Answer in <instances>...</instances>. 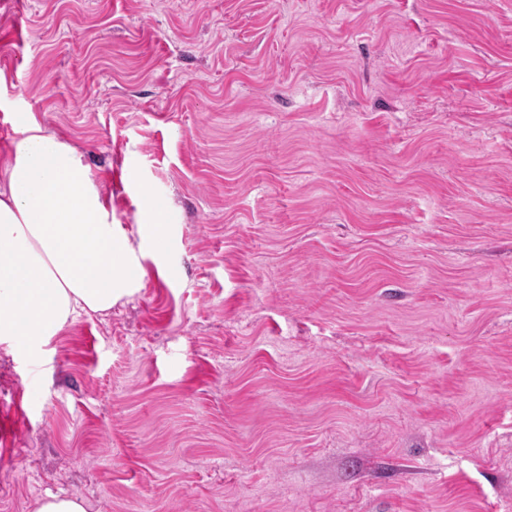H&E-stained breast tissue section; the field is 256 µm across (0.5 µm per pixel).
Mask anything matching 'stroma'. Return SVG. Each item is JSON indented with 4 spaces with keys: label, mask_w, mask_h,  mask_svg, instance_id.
I'll list each match as a JSON object with an SVG mask.
<instances>
[{
    "label": "stroma",
    "mask_w": 512,
    "mask_h": 512,
    "mask_svg": "<svg viewBox=\"0 0 512 512\" xmlns=\"http://www.w3.org/2000/svg\"><path fill=\"white\" fill-rule=\"evenodd\" d=\"M33 124L143 275L0 345V512H512V0H0ZM88 507L80 498L49 495L39 501L37 512H88Z\"/></svg>",
    "instance_id": "obj_1"
}]
</instances>
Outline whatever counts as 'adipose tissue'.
I'll list each match as a JSON object with an SVG mask.
<instances>
[{
    "instance_id": "obj_1",
    "label": "adipose tissue",
    "mask_w": 512,
    "mask_h": 512,
    "mask_svg": "<svg viewBox=\"0 0 512 512\" xmlns=\"http://www.w3.org/2000/svg\"><path fill=\"white\" fill-rule=\"evenodd\" d=\"M138 266L77 150L31 126L0 162V343L38 358L80 314H102Z\"/></svg>"
}]
</instances>
